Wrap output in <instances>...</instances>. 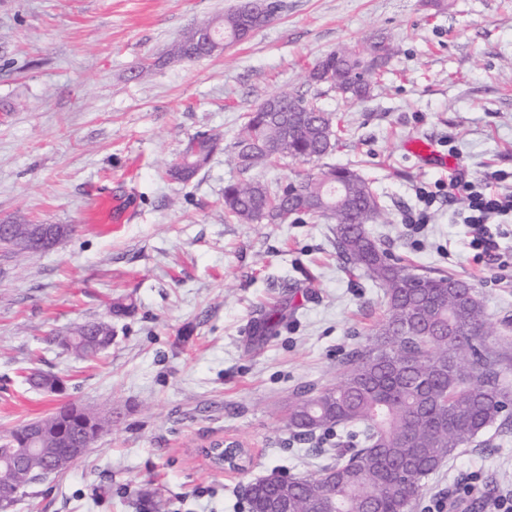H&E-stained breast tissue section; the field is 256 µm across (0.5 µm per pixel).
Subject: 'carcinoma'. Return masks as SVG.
<instances>
[{
	"label": "carcinoma",
	"instance_id": "1",
	"mask_svg": "<svg viewBox=\"0 0 512 512\" xmlns=\"http://www.w3.org/2000/svg\"><path fill=\"white\" fill-rule=\"evenodd\" d=\"M240 8L203 20L176 41L170 55L202 56L198 29L218 40L237 34ZM393 53L376 36L361 47L332 51L318 59L308 82L318 86L358 77L352 105L367 99L387 71ZM342 130L330 113L305 94L282 90L263 99L246 116L233 144L238 169L248 173L278 159L319 162L335 150ZM220 146V136L193 137L179 166L197 175ZM224 213L246 224L259 218L284 224L297 216H324L336 224V258L383 290L385 312L370 334L344 354L332 386H302L288 397L285 428L295 439L320 432L336 437V458L316 475L248 485L249 512H271L288 501V512H417L426 483L457 450L488 428L512 425V352L509 337L500 349L487 344L490 327L477 288L445 273L423 272L375 238L370 225L383 223L384 209L369 183L355 170L323 164L318 172L274 187L248 180L224 187ZM82 323L73 328L71 352L82 348ZM0 446V486L24 487L46 471L41 458L15 471Z\"/></svg>",
	"mask_w": 512,
	"mask_h": 512
}]
</instances>
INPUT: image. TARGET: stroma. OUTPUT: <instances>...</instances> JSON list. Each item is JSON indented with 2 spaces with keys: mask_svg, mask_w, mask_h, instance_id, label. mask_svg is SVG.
<instances>
[{
  "mask_svg": "<svg viewBox=\"0 0 512 512\" xmlns=\"http://www.w3.org/2000/svg\"><path fill=\"white\" fill-rule=\"evenodd\" d=\"M241 0H0V223L67 224L53 248H0V436L75 403L112 415L96 448L28 488L9 512H249L242 490L324 457L284 429L298 385L336 382L344 352L382 319L383 290L336 258L335 226L227 221L232 182L304 173L284 160L242 174V118L288 89L317 95L345 135L327 156L370 182L385 207L374 236L412 265L469 280L494 330L512 337V269L475 264L471 234L437 190L447 171L405 149L425 138L468 179L512 171V0H279L273 21L224 53L188 61L172 45ZM383 34L396 55L383 86L351 108L308 68ZM223 148L190 182L168 181L197 133ZM436 193L423 207L420 191ZM123 199L125 224L88 222L90 198ZM425 223H417L419 213ZM112 345L87 360L53 344L107 315ZM285 313L259 335L265 315ZM63 378L56 395L27 381ZM221 440L248 453L218 471ZM470 479L473 498L512 489V429L450 458L427 498Z\"/></svg>",
  "mask_w": 512,
  "mask_h": 512,
  "instance_id": "1",
  "label": "stroma"
}]
</instances>
